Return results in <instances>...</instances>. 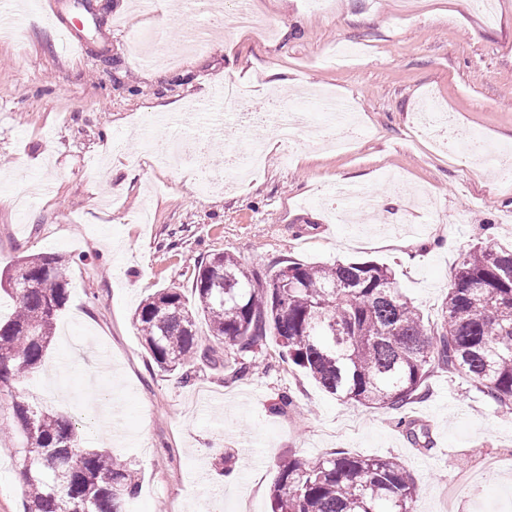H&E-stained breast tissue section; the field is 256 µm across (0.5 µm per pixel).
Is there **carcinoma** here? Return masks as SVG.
<instances>
[{"mask_svg":"<svg viewBox=\"0 0 512 512\" xmlns=\"http://www.w3.org/2000/svg\"><path fill=\"white\" fill-rule=\"evenodd\" d=\"M13 283L14 311L0 318V395L11 398L12 423L31 427L19 449L25 512H127L138 473L107 450L79 449L69 417L30 404L15 391L40 368L59 311L69 298L67 263L59 256L26 257ZM288 275V287L274 284ZM195 303L181 290L155 291L133 320L142 345L162 371L213 362L229 351L238 372L272 339L279 355L340 400L371 409L401 410L423 396L435 368L462 374L497 406L512 410V246L488 239L460 260L439 321L425 323L398 291L392 271L373 261L307 265L286 261L262 276L234 256L197 262ZM208 322L211 344H199L197 321ZM421 488L395 457L334 452L318 460L278 462L271 512H415Z\"/></svg>","mask_w":512,"mask_h":512,"instance_id":"carcinoma-1","label":"carcinoma"}]
</instances>
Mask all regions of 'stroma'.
Segmentation results:
<instances>
[{
	"label": "stroma",
	"instance_id": "1",
	"mask_svg": "<svg viewBox=\"0 0 512 512\" xmlns=\"http://www.w3.org/2000/svg\"><path fill=\"white\" fill-rule=\"evenodd\" d=\"M14 2L23 33L0 36V276L27 255L71 261L42 366L19 386L27 400L82 419L84 447L138 471L137 512H269L279 459L336 451L401 458L422 489L416 512H440L444 496L452 512H512V470L474 477L475 464L512 458V413L465 377L436 369L426 399L368 409L325 392L270 342L247 373L199 361L187 380L151 363L132 323L157 289L193 301L196 263L218 252L262 273L285 259L384 263L435 321L461 256L488 237L512 244V183L429 138L420 112L437 99L457 136L476 130L512 153V0H493L489 16L467 0H333L329 13L249 0L275 27L270 40L236 27L235 0L164 25L139 0H92L100 28L87 60L31 0ZM200 30L204 45L164 64L130 44L137 33L169 47ZM240 71L251 111L281 97L316 123L329 91L352 102L361 135L339 153L299 135L241 181L225 154L272 127L244 124L232 138L186 129L182 161L162 166L146 148L147 119L171 102L209 108ZM108 140L121 151L106 158ZM202 162L223 189L200 193ZM347 185L374 197L373 223L339 221ZM20 469L15 439L1 436L0 512L24 510V488L11 484Z\"/></svg>",
	"mask_w": 512,
	"mask_h": 512
}]
</instances>
